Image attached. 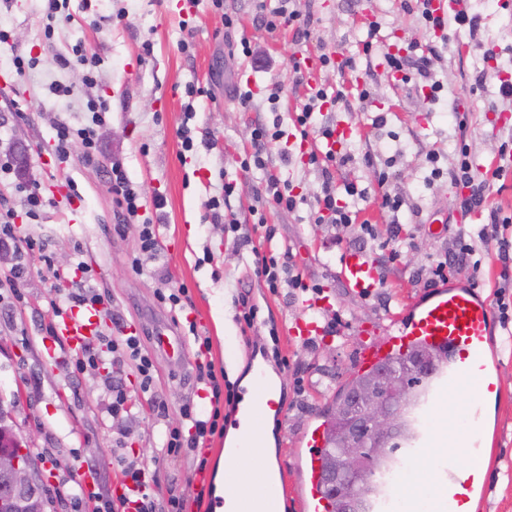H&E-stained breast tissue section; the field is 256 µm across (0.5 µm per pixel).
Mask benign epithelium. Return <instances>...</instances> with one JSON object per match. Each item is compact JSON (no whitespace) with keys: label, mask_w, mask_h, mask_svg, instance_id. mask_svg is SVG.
<instances>
[{"label":"benign epithelium","mask_w":512,"mask_h":512,"mask_svg":"<svg viewBox=\"0 0 512 512\" xmlns=\"http://www.w3.org/2000/svg\"><path fill=\"white\" fill-rule=\"evenodd\" d=\"M410 394V383L387 371L378 374L375 382L358 388L349 409L343 413L346 448L339 460L326 465L329 475L328 486L343 498L348 506H353L349 497L343 475L356 479L364 476L358 460L352 428L364 421L370 427L369 433L378 445L384 444L395 432L399 424L397 406L402 404ZM7 450H0V477L6 479L13 487L31 490L26 500L12 494L0 498V512H45V498L40 489L42 481L38 479L37 467L28 452L25 441L19 438L8 424V414L0 405V445Z\"/></svg>","instance_id":"benign-epithelium-1"}]
</instances>
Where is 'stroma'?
<instances>
[{"mask_svg":"<svg viewBox=\"0 0 512 512\" xmlns=\"http://www.w3.org/2000/svg\"><path fill=\"white\" fill-rule=\"evenodd\" d=\"M408 0H294L308 17L307 35L282 27L268 32L256 21L260 8L274 10L279 0H70L69 19L55 23L52 40H44L47 0H0V76H12L14 90L0 88V158L12 163L0 177V195L15 210L20 236L46 243L55 266L67 269L85 262L89 285L103 297L117 320L113 335L136 326L142 351L154 364L150 393H143L133 362L113 364L134 407L115 419L110 397L91 372H78L72 348L47 336L49 285L39 254L18 259L0 253V281L17 279L20 293L0 292V404L11 414L16 435L26 439L48 486L46 512H94L90 496L113 489L122 480L121 460L130 456L146 467L158 508L171 496L183 498L182 512H218L215 494L218 462L230 446L228 435H215L205 451L164 455L158 448L166 429L189 432L184 407L210 414L219 408L226 428L236 424L234 400L242 380L260 365L272 374L280 392L273 413L270 446L277 475L287 490L285 512H308L302 493L306 472V432L319 426L336 393L359 371V355L368 337L388 334L397 314L415 299L444 283L473 289L495 302L502 264L495 247H478L473 259L455 258V238L463 223L460 188L433 168L453 167L460 144H468L480 170H494L498 149L512 139V105L500 103L499 79L512 78V0H470L478 17L476 37L461 35L447 43L429 68L443 89L429 100L420 76L401 82L388 75L384 52L431 42L418 12ZM236 23L225 28V15ZM380 25L378 34L370 22ZM495 40L500 47L488 64L476 41ZM188 49H181V41ZM375 41L364 53L366 41ZM86 50L97 59V79L84 82L82 67L56 64L60 54ZM326 54L335 61L353 58L355 70L340 75L334 63L318 67L311 85L295 82L292 61ZM35 56L38 63L17 74L13 59ZM372 92L360 101L353 83ZM68 86L72 95H60ZM328 95L343 92L312 116L313 133L345 122L351 136L336 148L342 163L330 173L339 198L357 215L350 224H317L311 206L323 176L308 158L290 154L287 141L298 138L295 111L309 87ZM252 91L251 101L238 95ZM276 102H269L272 92ZM28 101L25 114L12 103ZM108 107L96 127L99 153L86 161L72 149L66 162L54 154L57 121L72 127L92 124L88 101ZM278 127L284 138L268 150L266 169L243 170L252 151L257 125ZM93 125V124H92ZM190 129L193 150H184L181 129ZM121 164L146 205L130 219L119 209L108 185L112 164ZM389 176L388 189L402 200L398 213L380 206L376 172ZM287 180L297 199L294 210L268 204L265 178ZM233 183L225 195V183ZM23 184L37 190L44 206L29 218ZM368 192L367 199L348 196L347 186ZM162 207H154V198ZM221 199V217L207 206ZM232 215L231 231L224 215ZM159 227L162 248L154 256L140 253L143 224ZM348 250L369 257L381 274V286L368 297L346 288L340 261ZM286 257L303 285L271 288L256 275L258 256ZM140 257L141 271L130 265ZM450 260L448 280L435 275L438 262ZM185 287L190 309L171 311L156 292L161 284ZM328 295L318 319L324 335L300 340L290 328L303 316V302ZM256 318L246 324L244 305ZM197 335H189V324ZM208 338L206 354L221 373L222 401L197 397L195 336ZM159 336L170 337L178 354H161ZM503 394L483 404L486 443L485 489L473 495L472 512H512V319L494 320L485 356ZM157 395L164 414L153 410ZM84 496H71L73 484Z\"/></svg>","mask_w":512,"mask_h":512,"instance_id":"1","label":"stroma"}]
</instances>
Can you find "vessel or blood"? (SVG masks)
I'll list each match as a JSON object with an SVG mask.
<instances>
[{
    "label": "vessel or blood",
    "instance_id": "vessel-or-blood-1",
    "mask_svg": "<svg viewBox=\"0 0 512 512\" xmlns=\"http://www.w3.org/2000/svg\"><path fill=\"white\" fill-rule=\"evenodd\" d=\"M340 275L352 292L370 296L380 284L374 263L361 252L347 251L341 262ZM323 297L306 301L310 314L298 318L295 333L301 337L319 336L324 332L315 313L323 307ZM492 312L487 300L473 291L448 287L429 297L414 302L404 318L397 335L385 341H371L361 353V366L371 369L395 356L422 345L447 352V361L434 372L437 388L448 386L471 391L477 402L494 400L502 394L499 381L487 370L484 356L489 344ZM97 330L95 315L73 312L56 326V334L71 346L83 344ZM269 388L255 392L244 410L249 427L241 435L245 448L258 447L262 435V417L266 411L277 409ZM310 457L304 493L310 512H326L327 501L321 485V450L324 446L320 429L307 433ZM473 457L465 465H449L437 485L439 512H471L475 490L485 483L486 472L482 461L483 450L479 439H472Z\"/></svg>",
    "mask_w": 512,
    "mask_h": 512
}]
</instances>
